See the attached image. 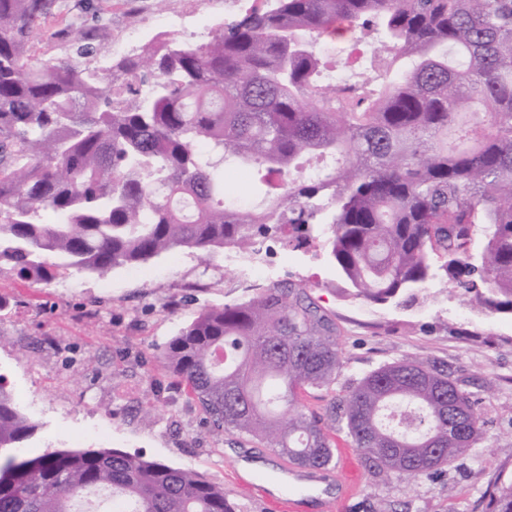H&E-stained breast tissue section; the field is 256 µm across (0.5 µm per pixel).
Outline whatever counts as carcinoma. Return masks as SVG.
Listing matches in <instances>:
<instances>
[{"label":"carcinoma","instance_id":"carcinoma-1","mask_svg":"<svg viewBox=\"0 0 512 512\" xmlns=\"http://www.w3.org/2000/svg\"><path fill=\"white\" fill-rule=\"evenodd\" d=\"M56 0H0V263L51 281L175 249L322 242L350 295L410 308L431 285L512 316V0H253L204 42L159 35L105 68L86 37L32 58ZM374 39L372 75L346 87L321 45ZM322 168L291 177L303 156ZM248 168L271 204H224ZM218 431L302 468L329 466L343 431L363 464L430 476L468 453L482 422L468 392L406 358L333 396L336 323L303 283L203 309L161 354ZM37 425L0 384V512H239L224 486L117 448L17 459ZM512 512V479L484 491Z\"/></svg>","mask_w":512,"mask_h":512}]
</instances>
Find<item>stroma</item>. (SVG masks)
Instances as JSON below:
<instances>
[{"instance_id": "1", "label": "stroma", "mask_w": 512, "mask_h": 512, "mask_svg": "<svg viewBox=\"0 0 512 512\" xmlns=\"http://www.w3.org/2000/svg\"><path fill=\"white\" fill-rule=\"evenodd\" d=\"M67 2L82 4L80 25L53 10L28 45L31 56H67L72 39L85 35L96 47L92 65L106 67L139 53L163 31V18L178 20L176 36L201 41L242 10L237 0ZM280 280L308 283L336 322L341 367L331 388L307 390L309 410L325 414L332 394L408 357L461 381L483 422L467 456L415 480L369 471L337 434L350 496H305V512H488L486 483L512 477V316L479 311L460 293H430L408 310L355 300L321 248L294 250L275 239L235 264L221 252L207 261L177 249L103 276L62 271L48 284L0 265V377L38 426L24 454L118 448L198 472L243 512H278L285 460L213 430L159 356L203 308L247 300L254 287ZM248 457L265 466L245 477L239 463Z\"/></svg>"}]
</instances>
